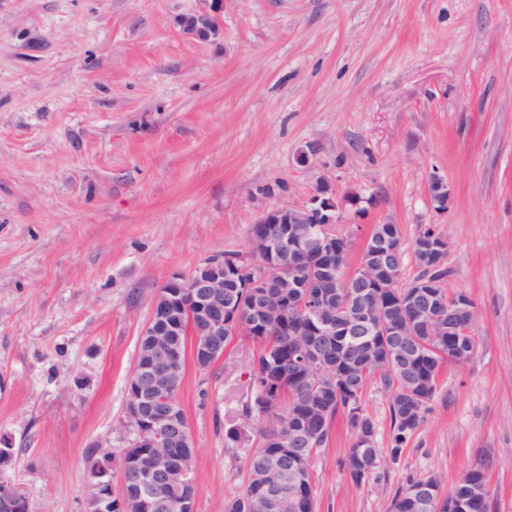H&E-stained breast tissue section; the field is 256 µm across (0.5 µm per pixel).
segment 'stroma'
Returning <instances> with one entry per match:
<instances>
[{"mask_svg": "<svg viewBox=\"0 0 512 512\" xmlns=\"http://www.w3.org/2000/svg\"><path fill=\"white\" fill-rule=\"evenodd\" d=\"M203 6L0 0L6 477L28 512H83L95 445L120 476L155 294L208 259L249 257L259 215L307 202L319 172L361 198L336 227L351 241L345 273L377 224L401 229L405 285L418 234L446 235L445 288L473 300L478 346L443 365L398 461L361 484L341 466L354 432L335 417L310 464L315 512H388L408 479L437 475L446 492L482 460L489 512H512V0H224L207 42L178 24ZM259 347L242 333L209 368L186 363L176 399L195 443L193 512H224L244 489Z\"/></svg>", "mask_w": 512, "mask_h": 512, "instance_id": "1", "label": "stroma"}]
</instances>
